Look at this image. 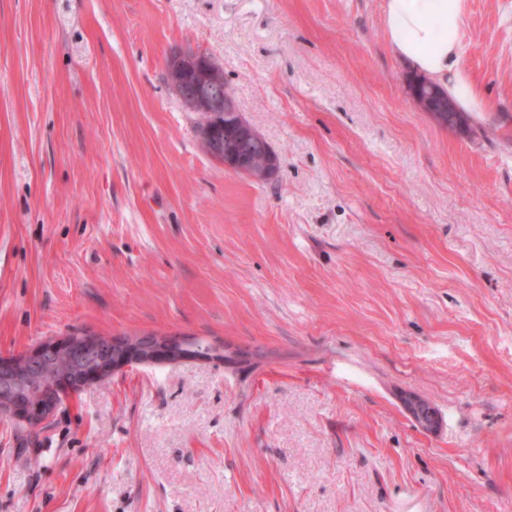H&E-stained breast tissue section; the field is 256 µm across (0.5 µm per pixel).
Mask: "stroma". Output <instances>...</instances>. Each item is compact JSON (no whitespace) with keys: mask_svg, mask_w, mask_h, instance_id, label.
<instances>
[{"mask_svg":"<svg viewBox=\"0 0 512 512\" xmlns=\"http://www.w3.org/2000/svg\"><path fill=\"white\" fill-rule=\"evenodd\" d=\"M462 31L486 109L450 129L383 0H0V355H248L0 417V512H512V0ZM175 49L222 66L276 178L202 150ZM404 406L419 425L428 432H435L439 427V417L433 410L423 413L425 401L415 395H408L403 400Z\"/></svg>","mask_w":512,"mask_h":512,"instance_id":"1","label":"stroma"}]
</instances>
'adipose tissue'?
Returning <instances> with one entry per match:
<instances>
[{
	"label": "adipose tissue",
	"mask_w": 512,
	"mask_h": 512,
	"mask_svg": "<svg viewBox=\"0 0 512 512\" xmlns=\"http://www.w3.org/2000/svg\"><path fill=\"white\" fill-rule=\"evenodd\" d=\"M466 0H384L385 24L395 54L439 85L465 112L483 104L458 66Z\"/></svg>",
	"instance_id": "ef3b65f1"
}]
</instances>
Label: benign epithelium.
<instances>
[{"instance_id": "7a95c632", "label": "benign epithelium", "mask_w": 512, "mask_h": 512, "mask_svg": "<svg viewBox=\"0 0 512 512\" xmlns=\"http://www.w3.org/2000/svg\"><path fill=\"white\" fill-rule=\"evenodd\" d=\"M165 69L168 83L188 111L208 115L222 112L225 118L233 120L240 127L237 139L229 143L213 137L211 128L207 126L198 129L200 141L208 155L224 163V168L236 173L251 165L244 151H254V147L263 146L266 139L249 123L234 96L224 86L223 69L211 54L204 50L177 53L167 59ZM413 100L422 111L431 115L456 111L453 102L438 90L431 91V95L426 97L415 95ZM278 172V163L271 157L263 161L261 167L252 168V179L268 181ZM73 344L75 341L72 338L64 336L42 340L21 354L0 355V415L37 426L49 418L63 397L77 389L110 378L115 372L133 365L150 366L181 361V357L167 352V336L156 337L150 348L139 347L132 340L131 348L121 358L115 361L103 360L90 373L75 376L64 374L44 391L37 403L25 409L18 406L17 395L31 389L33 370L46 363L48 358L64 354ZM403 403L424 430L431 433L437 431L439 417L433 410L422 412L424 400L408 395Z\"/></svg>"}]
</instances>
